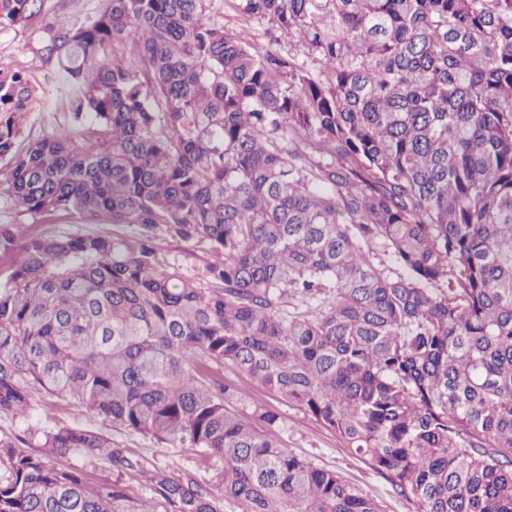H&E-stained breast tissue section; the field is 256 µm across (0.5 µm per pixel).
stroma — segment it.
I'll use <instances>...</instances> for the list:
<instances>
[{
	"mask_svg": "<svg viewBox=\"0 0 512 512\" xmlns=\"http://www.w3.org/2000/svg\"><path fill=\"white\" fill-rule=\"evenodd\" d=\"M41 32L39 28L0 32V63L26 68L39 89V100L29 112L25 129L39 135L67 124L69 116L58 108L64 89L54 67L42 63L34 54ZM168 261L179 266L189 277L200 279L209 259L205 245L194 241H164L161 244ZM224 380L239 384L249 396L262 400L280 416L278 435L285 447L315 466L338 472L363 493L376 498L383 512H417L415 504L398 497L389 481L367 463L352 455L334 433L315 423L297 407L267 395L255 384L241 380L231 366L220 368ZM68 425L90 429L134 450L149 464L178 476L195 471L199 461L195 454L173 448L141 435L112 426L111 422L82 406L47 398L44 407L27 414H0V438L14 441L27 439L31 429Z\"/></svg>",
	"mask_w": 512,
	"mask_h": 512,
	"instance_id": "obj_1",
	"label": "stroma"
}]
</instances>
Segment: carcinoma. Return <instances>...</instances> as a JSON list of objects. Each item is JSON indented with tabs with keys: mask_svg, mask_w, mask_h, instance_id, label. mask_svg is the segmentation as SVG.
I'll list each match as a JSON object with an SVG mask.
<instances>
[{
	"mask_svg": "<svg viewBox=\"0 0 512 512\" xmlns=\"http://www.w3.org/2000/svg\"><path fill=\"white\" fill-rule=\"evenodd\" d=\"M101 0L44 25L69 124L0 67V413L43 392L221 461L147 470L87 429L0 439V512H382L274 433L298 407L418 512H512V0ZM47 0H0V32ZM288 37L298 52L278 48ZM208 245L196 280L159 242ZM392 249L393 274L364 247ZM101 459L112 481L53 460ZM141 477L151 492L131 495ZM208 17L212 22L230 30H238L244 24L239 15L224 9V0H211ZM29 214L20 212L12 200L0 192V224H32ZM35 228L46 234H58L65 232L80 233L85 235L112 233L110 224H36Z\"/></svg>",
	"mask_w": 512,
	"mask_h": 512,
	"instance_id": "carcinoma-1",
	"label": "carcinoma"
}]
</instances>
